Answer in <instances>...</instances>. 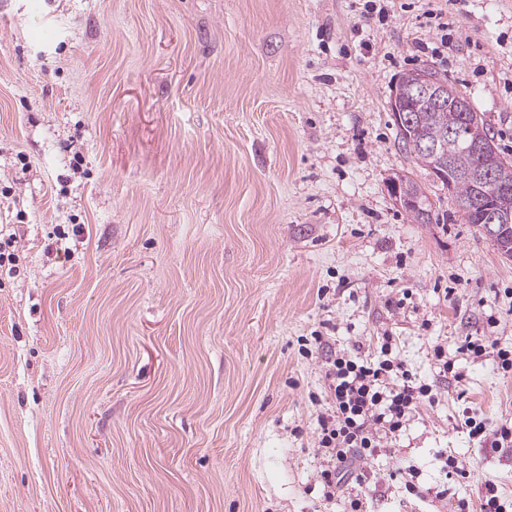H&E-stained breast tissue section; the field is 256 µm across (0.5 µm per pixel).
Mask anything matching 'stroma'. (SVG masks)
<instances>
[{
  "label": "stroma",
  "mask_w": 512,
  "mask_h": 512,
  "mask_svg": "<svg viewBox=\"0 0 512 512\" xmlns=\"http://www.w3.org/2000/svg\"><path fill=\"white\" fill-rule=\"evenodd\" d=\"M365 5L0 0V512L512 497V448L459 419H512V373L462 349L512 347V258L398 150L389 106L430 65L512 160V0ZM399 174L440 223L396 204ZM386 336L437 400L327 497L326 360ZM404 179L405 186L408 191L419 196L422 201L426 202V204L420 206V201L416 196L402 191L400 178L393 177L389 181V187L396 203L405 211L411 210L409 214L415 222L419 224H432V208L424 188H422L421 184L407 175H404ZM419 206V209H412L418 208Z\"/></svg>",
  "instance_id": "obj_1"
}]
</instances>
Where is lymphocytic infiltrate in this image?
Wrapping results in <instances>:
<instances>
[{
    "mask_svg": "<svg viewBox=\"0 0 512 512\" xmlns=\"http://www.w3.org/2000/svg\"><path fill=\"white\" fill-rule=\"evenodd\" d=\"M326 376L332 404L318 418V445L327 455L324 486L336 493L347 473L363 481L357 463L374 456L383 438L402 431L416 408L435 402L437 395L393 357L388 339L374 356L335 353L327 360Z\"/></svg>",
    "mask_w": 512,
    "mask_h": 512,
    "instance_id": "f902f5d3",
    "label": "lymphocytic infiltrate"
}]
</instances>
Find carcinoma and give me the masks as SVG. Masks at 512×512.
<instances>
[{
  "label": "carcinoma",
  "mask_w": 512,
  "mask_h": 512,
  "mask_svg": "<svg viewBox=\"0 0 512 512\" xmlns=\"http://www.w3.org/2000/svg\"><path fill=\"white\" fill-rule=\"evenodd\" d=\"M415 123L412 127L411 137H406L401 131H396V141L400 151L420 166L428 170L444 168L445 179L453 182L454 201L462 218L468 224L480 227V188L471 180L448 167V161L458 157L461 152V141L449 137L448 130L454 129L464 134L468 133L470 124L476 123V129L485 136H490V129L480 113L475 110L459 112L451 106L437 109L424 101L414 105ZM438 141V150L435 153H423L417 150L418 142ZM494 183L512 189V162L504 161L494 171ZM405 186L408 191L419 196L424 205L410 211V216L419 224L432 223V208L428 203V196L421 184L410 177H405Z\"/></svg>",
  "instance_id": "obj_1"
}]
</instances>
